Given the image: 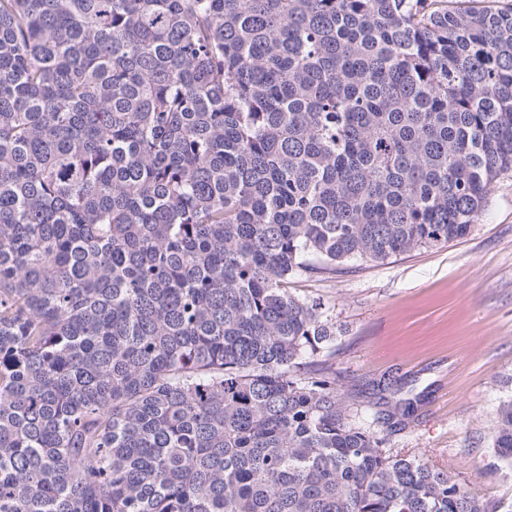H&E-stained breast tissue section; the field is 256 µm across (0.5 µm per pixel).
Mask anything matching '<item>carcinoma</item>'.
Masks as SVG:
<instances>
[{
    "instance_id": "carcinoma-1",
    "label": "carcinoma",
    "mask_w": 512,
    "mask_h": 512,
    "mask_svg": "<svg viewBox=\"0 0 512 512\" xmlns=\"http://www.w3.org/2000/svg\"><path fill=\"white\" fill-rule=\"evenodd\" d=\"M495 2L0 0V512H512L354 418L288 288L471 232Z\"/></svg>"
}]
</instances>
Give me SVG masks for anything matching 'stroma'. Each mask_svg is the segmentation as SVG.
Segmentation results:
<instances>
[{
	"label": "stroma",
	"instance_id": "1",
	"mask_svg": "<svg viewBox=\"0 0 512 512\" xmlns=\"http://www.w3.org/2000/svg\"><path fill=\"white\" fill-rule=\"evenodd\" d=\"M292 286L328 306L353 408L374 411L388 382L412 403L389 448L425 454L480 501L512 499L492 450L493 412L512 394V172L468 236Z\"/></svg>",
	"mask_w": 512,
	"mask_h": 512
}]
</instances>
